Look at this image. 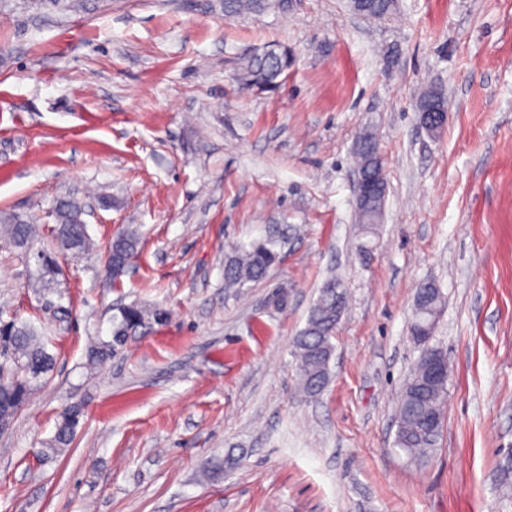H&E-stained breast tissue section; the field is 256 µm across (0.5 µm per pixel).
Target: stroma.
<instances>
[{
    "label": "stroma",
    "instance_id": "stroma-1",
    "mask_svg": "<svg viewBox=\"0 0 512 512\" xmlns=\"http://www.w3.org/2000/svg\"><path fill=\"white\" fill-rule=\"evenodd\" d=\"M280 45L282 84L243 86V59ZM428 92L448 107L434 137ZM366 131L387 196L363 250ZM64 197L84 203L92 246L58 254L47 282L33 255L53 249ZM5 215L39 234L27 255L0 246V314L57 360L0 433V512H512V0H396L382 19L348 0L237 16L224 0H0ZM128 226L139 249L114 280L105 250ZM272 226L288 231L281 263L226 292V247ZM333 276L349 301L310 398L291 340ZM426 281L445 298L431 343L449 380L419 466L393 442ZM131 304L165 323L90 360ZM72 405V447L42 460ZM228 454L237 465L208 479Z\"/></svg>",
    "mask_w": 512,
    "mask_h": 512
}]
</instances>
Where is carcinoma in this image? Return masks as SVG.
<instances>
[{"label": "carcinoma", "instance_id": "1", "mask_svg": "<svg viewBox=\"0 0 512 512\" xmlns=\"http://www.w3.org/2000/svg\"><path fill=\"white\" fill-rule=\"evenodd\" d=\"M268 5H272L270 0H224V11L228 14L252 13ZM355 7L370 17L381 18L392 11L394 0H361ZM289 67L290 56L286 48L271 58L249 56L244 61L239 79L246 87L274 88ZM358 158L363 174L374 176L380 165V157L372 134L366 133L361 137ZM385 201L386 197L379 194L368 210L357 213L362 236L376 235ZM83 212V204L73 198H64L56 203L53 232L58 251L79 254L89 247ZM34 233V226L17 216L0 221V240L18 250L29 248ZM286 239V231L275 227L261 240L232 248L224 255V287L242 288L248 283L266 280L280 262ZM139 244L140 235L135 228L128 227L112 238L107 253V270L112 278L116 279L124 273ZM39 261L41 277L56 274L54 253H39ZM417 293L424 294V297H415L410 335L421 347V353L403 386L394 447L410 461L422 464L432 457L439 445L448 383L444 377L425 390L418 383L427 376L433 358L441 360L445 371L448 365L443 352L430 345L431 337L422 335L423 326L438 317L444 297L432 283L421 285ZM346 305L344 283L336 277L328 279L311 307L305 327L293 338L292 348L297 360L300 386L309 396L319 395L328 385L333 339ZM164 320L165 313L160 309H147L137 304L126 306L120 310V315L113 317L112 339L92 347L89 355L92 358L110 355L123 347L130 334L146 323L152 321L159 325ZM54 365L55 359L47 351L44 337L38 335L32 325L0 318V407L18 415L31 391L38 383L47 380ZM83 416L84 410L78 405L66 409L60 415L51 446L43 453L47 456L58 455L70 447Z\"/></svg>", "mask_w": 512, "mask_h": 512}]
</instances>
